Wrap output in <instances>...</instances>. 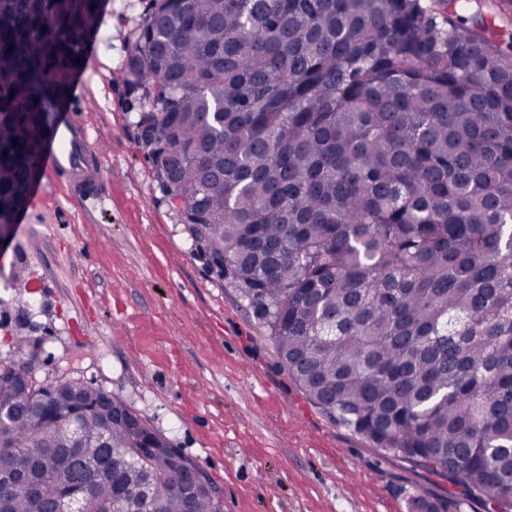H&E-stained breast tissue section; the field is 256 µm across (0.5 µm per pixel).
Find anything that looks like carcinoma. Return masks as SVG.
<instances>
[{
  "label": "carcinoma",
  "instance_id": "carcinoma-1",
  "mask_svg": "<svg viewBox=\"0 0 512 512\" xmlns=\"http://www.w3.org/2000/svg\"><path fill=\"white\" fill-rule=\"evenodd\" d=\"M100 0H0V225ZM512 0H148L138 136L306 399L512 512ZM18 143H13V140ZM0 358L3 512H223L123 402ZM80 418L74 441L63 421Z\"/></svg>",
  "mask_w": 512,
  "mask_h": 512
}]
</instances>
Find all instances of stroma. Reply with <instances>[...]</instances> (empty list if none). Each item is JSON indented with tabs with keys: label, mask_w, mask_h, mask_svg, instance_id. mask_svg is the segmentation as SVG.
<instances>
[{
	"label": "stroma",
	"mask_w": 512,
	"mask_h": 512,
	"mask_svg": "<svg viewBox=\"0 0 512 512\" xmlns=\"http://www.w3.org/2000/svg\"><path fill=\"white\" fill-rule=\"evenodd\" d=\"M144 6L105 0L94 37L83 118L110 146L108 196L90 204L54 184L18 216L0 251V352L36 337L37 380L78 376L124 399L208 471L224 512H411L416 494L485 512L313 406L240 289L194 252L125 84Z\"/></svg>",
	"instance_id": "1"
}]
</instances>
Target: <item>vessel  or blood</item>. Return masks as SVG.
<instances>
[{"instance_id": "vessel-or-blood-1", "label": "vessel or blood", "mask_w": 512, "mask_h": 512, "mask_svg": "<svg viewBox=\"0 0 512 512\" xmlns=\"http://www.w3.org/2000/svg\"><path fill=\"white\" fill-rule=\"evenodd\" d=\"M67 81L71 94L55 109L52 130L38 161L41 175L30 197L34 205L41 202L53 180L93 203L104 196L105 181L97 164L100 154L89 126L79 117L85 102L86 73L74 69Z\"/></svg>"}]
</instances>
